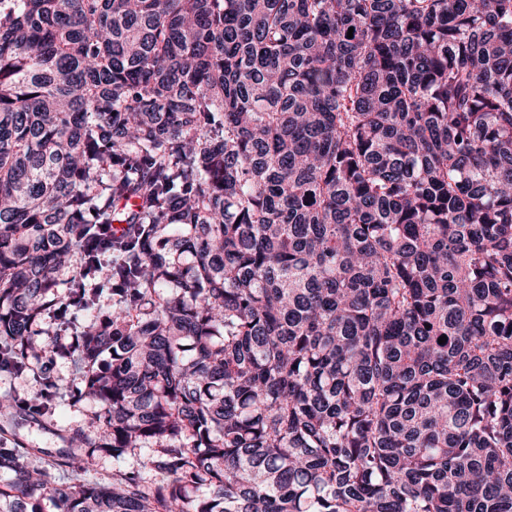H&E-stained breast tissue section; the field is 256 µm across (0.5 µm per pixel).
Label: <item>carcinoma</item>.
Returning <instances> with one entry per match:
<instances>
[{
	"mask_svg": "<svg viewBox=\"0 0 512 512\" xmlns=\"http://www.w3.org/2000/svg\"><path fill=\"white\" fill-rule=\"evenodd\" d=\"M56 357L147 454L0 512H512V0H0V416Z\"/></svg>",
	"mask_w": 512,
	"mask_h": 512,
	"instance_id": "cac0c4a2",
	"label": "carcinoma"
}]
</instances>
